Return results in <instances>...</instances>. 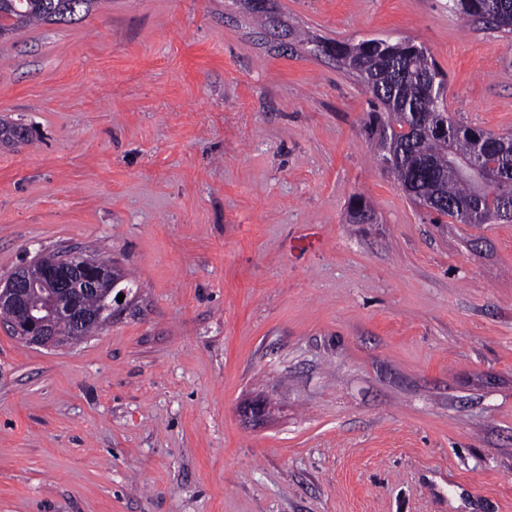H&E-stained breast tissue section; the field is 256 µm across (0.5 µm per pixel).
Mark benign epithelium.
Wrapping results in <instances>:
<instances>
[{"mask_svg": "<svg viewBox=\"0 0 512 512\" xmlns=\"http://www.w3.org/2000/svg\"><path fill=\"white\" fill-rule=\"evenodd\" d=\"M32 265L39 269L38 278L29 275L25 264L0 281V310L11 313L9 328L28 345L49 347L79 340L89 323H105V312L120 305L115 290L122 272L109 261L44 252ZM101 292L110 303L95 312L86 310L83 297ZM62 322L69 325L70 335L58 333L56 325Z\"/></svg>", "mask_w": 512, "mask_h": 512, "instance_id": "obj_1", "label": "benign epithelium"}]
</instances>
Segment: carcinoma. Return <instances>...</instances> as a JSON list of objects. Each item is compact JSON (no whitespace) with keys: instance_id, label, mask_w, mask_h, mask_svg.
<instances>
[{"instance_id":"cac0c4a2","label":"carcinoma","mask_w":512,"mask_h":512,"mask_svg":"<svg viewBox=\"0 0 512 512\" xmlns=\"http://www.w3.org/2000/svg\"><path fill=\"white\" fill-rule=\"evenodd\" d=\"M97 0H0V33L6 35L41 23H70L87 14ZM461 14L499 32H512V0H453ZM329 50L347 72L361 79L371 94L367 128L388 139L391 152L382 161L412 200L438 217L459 224H496L512 184L494 180L480 184L470 176L476 161L504 166L507 157L497 136L489 133L475 153V129L450 119L444 92L447 75L428 50L400 39L330 42ZM448 122L456 127L452 142L424 134V126ZM480 193L476 206L449 208Z\"/></svg>"}]
</instances>
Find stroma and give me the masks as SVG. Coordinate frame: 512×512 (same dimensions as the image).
Wrapping results in <instances>:
<instances>
[{
  "label": "stroma",
  "mask_w": 512,
  "mask_h": 512,
  "mask_svg": "<svg viewBox=\"0 0 512 512\" xmlns=\"http://www.w3.org/2000/svg\"><path fill=\"white\" fill-rule=\"evenodd\" d=\"M386 36L512 134V34L450 0H104L0 40L32 130L0 278L75 249L138 286L73 344L0 323V512H512V222L436 223L385 169L315 41Z\"/></svg>",
  "instance_id": "35a3bbf8"
}]
</instances>
